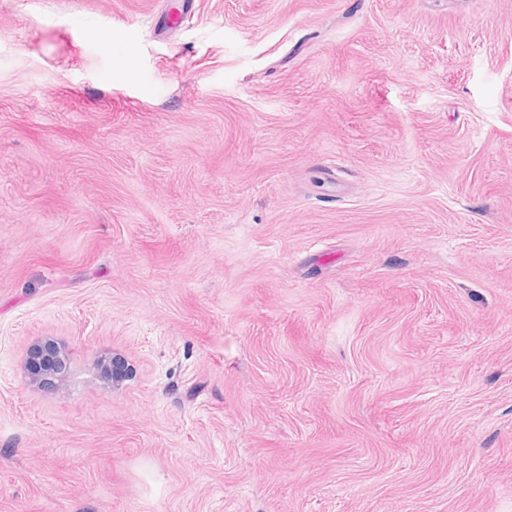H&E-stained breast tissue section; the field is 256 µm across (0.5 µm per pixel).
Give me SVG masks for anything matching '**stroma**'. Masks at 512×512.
I'll use <instances>...</instances> for the list:
<instances>
[{
	"label": "stroma",
	"mask_w": 512,
	"mask_h": 512,
	"mask_svg": "<svg viewBox=\"0 0 512 512\" xmlns=\"http://www.w3.org/2000/svg\"><path fill=\"white\" fill-rule=\"evenodd\" d=\"M0 512H512V0H0ZM25 369L33 384L45 390H54L58 382L64 379L68 367L56 344L37 341L26 353Z\"/></svg>",
	"instance_id": "stroma-1"
}]
</instances>
